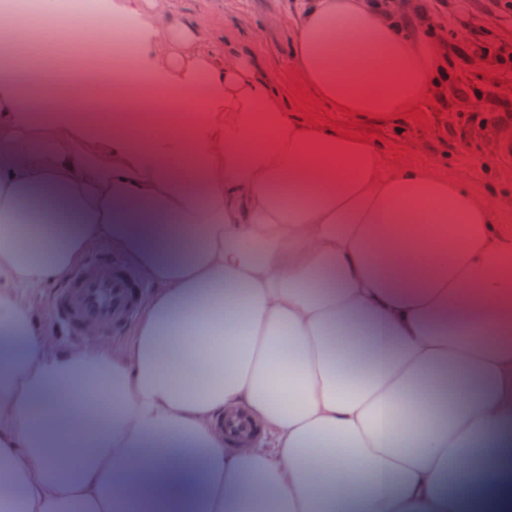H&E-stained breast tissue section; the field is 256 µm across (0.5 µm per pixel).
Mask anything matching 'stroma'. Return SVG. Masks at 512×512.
I'll list each match as a JSON object with an SVG mask.
<instances>
[{
  "label": "stroma",
  "instance_id": "1",
  "mask_svg": "<svg viewBox=\"0 0 512 512\" xmlns=\"http://www.w3.org/2000/svg\"><path fill=\"white\" fill-rule=\"evenodd\" d=\"M178 14L186 19L202 16L226 43L236 46L260 72L274 79V87L286 101L291 114L313 116L321 124L341 121L351 128V121L342 113L322 106L302 103L308 95L291 59L290 13L288 0H177ZM479 37L487 45L512 47V15L495 18L478 14L471 25L458 28L461 41ZM452 76L460 78L470 91H478L472 109L486 112L491 108L481 93L495 89L499 96L512 99V84L502 81L501 74L490 60L478 58L468 65L453 68ZM424 123L407 120L405 125H373L363 122L358 127L362 136L377 133L378 147L387 171L406 166H437L449 180L467 186L490 201L498 223L505 234L512 235V140L503 141L499 132L476 130L461 135L455 110L435 112L423 105Z\"/></svg>",
  "mask_w": 512,
  "mask_h": 512
}]
</instances>
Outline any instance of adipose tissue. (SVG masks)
<instances>
[{
    "label": "adipose tissue",
    "mask_w": 512,
    "mask_h": 512,
    "mask_svg": "<svg viewBox=\"0 0 512 512\" xmlns=\"http://www.w3.org/2000/svg\"><path fill=\"white\" fill-rule=\"evenodd\" d=\"M95 8L136 34L127 105L179 117L107 127L80 79L46 96L22 41L0 56V512H512V236L486 199L288 114L172 0ZM293 14L319 102L432 97L437 47L376 0ZM96 245L145 286L132 336L53 347L28 292Z\"/></svg>",
    "instance_id": "ef3b65f1"
}]
</instances>
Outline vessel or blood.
<instances>
[{"mask_svg": "<svg viewBox=\"0 0 512 512\" xmlns=\"http://www.w3.org/2000/svg\"><path fill=\"white\" fill-rule=\"evenodd\" d=\"M140 299V283L126 265L111 254L97 253L70 275L51 306L64 333L82 342L89 324L103 334L120 332L135 317Z\"/></svg>", "mask_w": 512, "mask_h": 512, "instance_id": "vessel-or-blood-1", "label": "vessel or blood"}]
</instances>
